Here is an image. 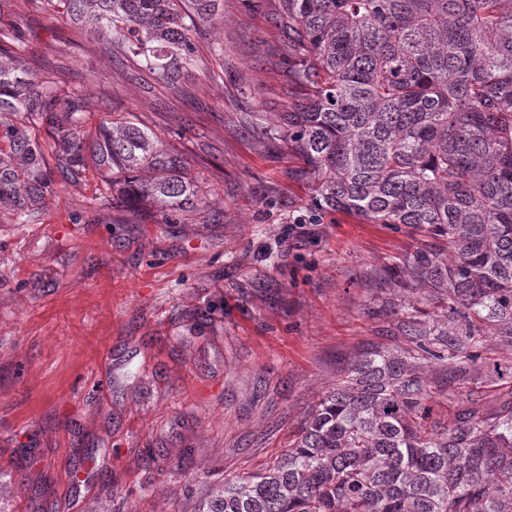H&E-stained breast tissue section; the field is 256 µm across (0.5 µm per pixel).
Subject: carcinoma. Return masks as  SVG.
I'll return each mask as SVG.
<instances>
[{
	"label": "carcinoma",
	"instance_id": "cac0c4a2",
	"mask_svg": "<svg viewBox=\"0 0 512 512\" xmlns=\"http://www.w3.org/2000/svg\"><path fill=\"white\" fill-rule=\"evenodd\" d=\"M88 43L181 90L190 26L223 0H46ZM288 69L310 87L267 133L313 206L428 238L382 271L389 343L348 363L299 437L259 473L202 480L190 512H512V0H283ZM0 46V213L26 224L60 175L170 224L203 206L172 146L128 118L83 125L84 99ZM448 418L431 405L434 390ZM0 471V512L18 485Z\"/></svg>",
	"mask_w": 512,
	"mask_h": 512
}]
</instances>
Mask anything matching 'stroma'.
Here are the masks:
<instances>
[{"instance_id": "stroma-1", "label": "stroma", "mask_w": 512, "mask_h": 512, "mask_svg": "<svg viewBox=\"0 0 512 512\" xmlns=\"http://www.w3.org/2000/svg\"><path fill=\"white\" fill-rule=\"evenodd\" d=\"M29 64L86 100L89 128L126 116L180 152L207 205L160 224L88 209L86 176L27 224L0 215V468L44 474L57 512H188L184 487L261 472L347 362L384 343L383 268L418 244L402 224L313 208L277 122L309 89L289 72L281 0H224L191 32L175 94L131 58L79 41L44 0H8Z\"/></svg>"}]
</instances>
